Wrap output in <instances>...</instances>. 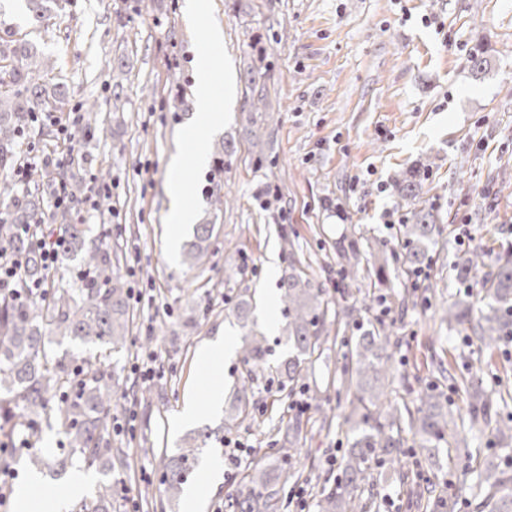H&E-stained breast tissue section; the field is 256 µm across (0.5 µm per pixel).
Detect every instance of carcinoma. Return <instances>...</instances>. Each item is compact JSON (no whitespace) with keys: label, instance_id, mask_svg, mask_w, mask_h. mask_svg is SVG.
Segmentation results:
<instances>
[{"label":"carcinoma","instance_id":"1","mask_svg":"<svg viewBox=\"0 0 512 512\" xmlns=\"http://www.w3.org/2000/svg\"><path fill=\"white\" fill-rule=\"evenodd\" d=\"M50 0H24L28 18L40 25L49 23ZM263 54L247 72V85L255 91L257 79L265 77L267 65ZM55 69L54 62L31 43L0 37V170L12 168L18 159L23 137L33 126L35 116L49 112L62 102L66 85L57 82L52 88L39 78ZM263 92L246 110L244 133L263 137V124H276L270 112L260 111ZM398 206L408 209L410 222L399 228L402 241V265L406 273L424 265L431 247L440 235L434 210L420 202L421 181L418 173L398 175L394 182ZM228 205V195L214 188L210 194L211 219L193 227L192 240L183 251V264L195 269L205 264L208 248L216 233L219 213ZM58 230L69 242V253L79 258L80 266L92 273V282L79 278L73 287L51 290L47 301L0 297V436L10 439L30 425L44 419L63 429L68 447L61 453L43 457L27 451L29 464L45 466L56 477L79 462L86 468L96 467L107 475L114 468L127 466L128 452L112 447V410L124 406L127 392L133 400L149 401L151 392L137 390L136 384L120 380L116 368L104 354L59 355L46 343V335L93 345L104 351L121 350L132 343L133 316L128 291L117 273L120 254L103 238L86 239L82 224L70 222L69 212L53 215ZM43 223L41 201L19 193L13 181L0 182V249L26 248L29 242L17 236L21 224ZM282 257L287 263L279 282L280 302L287 318L284 335L288 341V359L280 364H266L268 347L265 336L248 326L250 302L240 299L233 305L236 319L244 328L241 362L246 376L236 391L234 414L223 419L215 429L205 427L186 435L176 447L163 450L157 457L161 471L159 495L177 503L188 477L209 449L224 446V433H230L250 415L253 397V374L269 370V382L277 391L295 393L304 388L310 406L317 408L323 400L318 389L303 387L308 370L321 358L331 335H339L341 318L345 326L355 329V395L359 419L352 428L350 446L341 463V476L334 485L323 487L315 496V512H369L375 506L378 483L389 475L407 478V451L401 435L406 423L422 439L421 450L432 463L443 468L439 450L443 447H468L465 439L454 438L453 412L444 404L443 394L435 386L426 387L415 409L399 410L389 400L396 377L394 341L391 325L379 321L367 327L360 309L345 307L333 310L323 297L295 250L288 234L282 235ZM488 252L468 250L456 264L457 276L466 282L471 274L487 267ZM483 307L473 314L470 304L459 299L443 307L448 326L471 330L487 348H494L512 336V256L490 266L481 282ZM469 420L490 425L489 400L482 384L473 380L467 387ZM302 414L288 418L285 437L275 441L268 456L251 462L235 488L228 494L233 512H286L288 483L299 482L301 449L296 440L303 431ZM496 445L512 444V417L491 425ZM469 469L458 470L455 457L448 456V481L442 489L412 490L424 501L425 512H462L465 505L475 504L477 512H512V461L484 457L475 480L466 483ZM112 481L97 486L95 496L82 505V512H112Z\"/></svg>","mask_w":512,"mask_h":512}]
</instances>
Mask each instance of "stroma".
Masks as SVG:
<instances>
[{"label":"stroma","instance_id":"1","mask_svg":"<svg viewBox=\"0 0 512 512\" xmlns=\"http://www.w3.org/2000/svg\"><path fill=\"white\" fill-rule=\"evenodd\" d=\"M203 19L191 21L185 0H53L48 28L34 27L24 10L6 22L16 38L34 43L56 63L54 79L68 95L64 112L95 106L92 121L69 167L71 183L88 187L104 176L111 195L84 213L88 237L111 227V245L124 254L120 275L136 268L151 304H132V333L152 337L164 363L166 393L135 405L132 431L122 433L131 467L116 469L133 492L157 490L155 454L186 433L221 424L244 368L238 354L217 366L200 352L222 338L240 342L229 310L240 294L254 293L251 318L270 349L269 363L288 355L285 317L274 324L259 315L278 303L283 274L281 237L289 235L327 299L362 306L377 323V298H385L398 339L396 403L416 406L435 383L457 415H466L464 384L479 378L498 399L499 417L512 416V354L488 353L471 331L449 330L438 311L443 301L480 298L481 280L460 283L454 264L466 247L499 250L512 243V0H199ZM224 31V65L231 92L216 91L221 116L217 138L236 151L213 174L196 165L182 134L195 112L193 78L207 53L210 25ZM487 62L473 74L470 52ZM269 65L264 92L277 113L274 144L242 135L243 80L252 54ZM181 155L188 196L197 219L207 216L212 181L236 201L218 219L219 231L205 267L187 269L169 244L166 222L169 162ZM423 167L421 197L442 228L430 251L426 276L412 287L399 261L397 232L385 212L395 210L393 179ZM468 245H461L460 234ZM356 236L383 247L389 260L385 288L375 285L374 263L363 253L347 263L338 246ZM350 332H340L306 378L324 394L321 411L309 412L300 435L305 489L316 493L334 481L327 460L347 448L352 392L339 380L355 367ZM225 394L208 402L212 384ZM254 384L253 408L237 436L252 448L270 447L269 427L284 411ZM200 404L193 424L178 423L187 397ZM334 417L333 425L322 423ZM13 477L0 490V512H18L15 492L28 477L40 484L37 501L58 498L68 478L35 474L22 459L0 452Z\"/></svg>","mask_w":512,"mask_h":512}]
</instances>
